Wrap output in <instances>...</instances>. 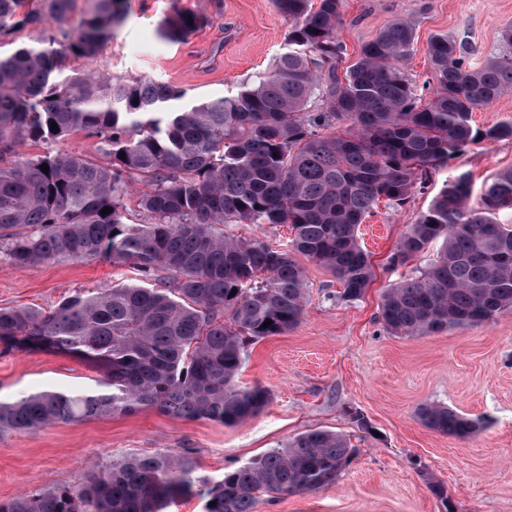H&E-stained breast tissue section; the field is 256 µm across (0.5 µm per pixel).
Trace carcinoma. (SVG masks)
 <instances>
[{"instance_id":"cac0c4a2","label":"carcinoma","mask_w":512,"mask_h":512,"mask_svg":"<svg viewBox=\"0 0 512 512\" xmlns=\"http://www.w3.org/2000/svg\"><path fill=\"white\" fill-rule=\"evenodd\" d=\"M26 2L0 0V37L38 32L0 55V256L19 268L105 258L137 265L147 280L157 268L171 277L76 291L49 310L0 307L1 351L67 355L98 373L95 391L0 402V431L145 408L228 426L254 417L269 394L235 382L244 341L300 322L306 274L295 255L328 270L344 299L360 298L373 278L357 239L366 216L382 201L404 206L431 169L469 144L512 141L511 120L472 126L474 112L512 91L511 24L500 53L478 68L467 64L465 39L434 35V88L423 105L404 70L412 24L384 26L340 75L343 0H319L315 10L311 0H274L291 29L273 71L233 96L174 108L185 92L166 84L64 74L66 59L92 57L110 40L120 23L116 0H40L28 10ZM197 22L181 16L162 35L184 36ZM315 97L325 108L310 114ZM335 119L352 130L319 131ZM81 131L99 138L110 164L57 149ZM27 142L44 152L24 156ZM135 179L147 190L133 194ZM471 195L469 176H457L397 244L394 266L435 240L442 249L420 275L383 295L380 317L391 334L476 325L512 307V224L497 219L512 213V170L486 185L482 208L469 205ZM131 201L148 223H125ZM106 207L112 212L104 216ZM225 224H286L293 237L279 250L226 237ZM419 420L458 438L477 429L438 404L422 407ZM353 453L343 436L308 430L199 487L185 456L134 457L96 469L78 487L16 496L0 512H165L196 490L205 512H257L265 497L334 483ZM427 484L453 512L444 485Z\"/></svg>"}]
</instances>
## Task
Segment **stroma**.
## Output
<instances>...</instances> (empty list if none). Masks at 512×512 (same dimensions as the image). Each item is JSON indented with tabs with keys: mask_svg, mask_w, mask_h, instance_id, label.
Wrapping results in <instances>:
<instances>
[{
	"mask_svg": "<svg viewBox=\"0 0 512 512\" xmlns=\"http://www.w3.org/2000/svg\"><path fill=\"white\" fill-rule=\"evenodd\" d=\"M121 22L99 55L73 59L69 71L96 70L123 81L170 84L186 100L232 96L274 65L290 23L273 0H121ZM343 66L397 19L412 22L415 40L404 65L414 85L431 79L432 36L465 37L468 62L497 54L512 24V0H344ZM194 13L201 23L167 39L162 25ZM512 169V141L478 142L430 173L427 187L402 207L379 205L359 226L373 278L347 301L325 268L304 261L308 302L288 332L248 342L238 382L270 393L267 406L235 426L186 420L143 409L44 429L0 434V501L57 486H78L98 463L175 451L195 460L196 477L218 480L270 448L311 429L346 436L355 456L335 483L265 500L258 512H444L426 475L443 482L455 512H512V308L484 323L423 336H395L380 303L393 284L425 268L432 243L405 266L389 258L410 224L449 181L468 174L471 205L484 186ZM127 264L63 259L20 269L0 259V307L47 309L75 291L140 282ZM95 372L72 358L42 352L0 354V400L38 391H82ZM440 404L476 421L464 439L426 428L420 407Z\"/></svg>",
	"mask_w": 512,
	"mask_h": 512,
	"instance_id": "stroma-1",
	"label": "stroma"
}]
</instances>
